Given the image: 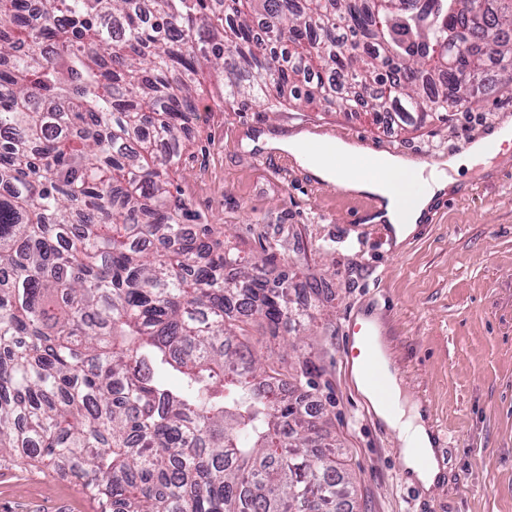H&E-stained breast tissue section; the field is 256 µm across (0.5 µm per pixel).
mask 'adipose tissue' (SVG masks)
<instances>
[{
    "label": "adipose tissue",
    "instance_id": "adipose-tissue-1",
    "mask_svg": "<svg viewBox=\"0 0 512 512\" xmlns=\"http://www.w3.org/2000/svg\"><path fill=\"white\" fill-rule=\"evenodd\" d=\"M260 140L268 148L288 153L317 181L333 184L355 196L371 198V222L384 224L394 244L399 245L426 220L433 201L451 184L452 172L463 167L473 168L502 152L504 147H512V126L491 129L463 153L429 168L398 155L369 154L340 139L333 140L327 153L310 148V138L305 134L288 137L266 133ZM373 349L384 358L395 401L394 408L378 405L374 411L399 438L404 448L403 467L409 481L431 487L441 470L435 462L434 436L425 413L421 405L410 400L403 390L397 368L383 355L381 341H374ZM425 458L430 459V466H422L421 461Z\"/></svg>",
    "mask_w": 512,
    "mask_h": 512
}]
</instances>
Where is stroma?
Returning a JSON list of instances; mask_svg holds the SVG:
<instances>
[{"instance_id": "1", "label": "stroma", "mask_w": 512, "mask_h": 512, "mask_svg": "<svg viewBox=\"0 0 512 512\" xmlns=\"http://www.w3.org/2000/svg\"><path fill=\"white\" fill-rule=\"evenodd\" d=\"M171 192L225 247L264 260L313 315L305 329L249 331L283 369L310 356L321 368L309 399L343 453L356 512H512V149L460 169L431 219L401 245L368 221L370 203L317 182L281 152L249 148L263 132L302 131L432 164L512 124V94L478 84L448 120L397 128L366 115L216 106L224 85L205 79ZM266 161H259V154ZM376 315L408 396L437 437L445 469L431 488L409 482L398 438L352 379L344 336ZM0 512H100L81 484L34 466L0 469Z\"/></svg>"}]
</instances>
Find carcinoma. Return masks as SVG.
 Returning <instances> with one entry per match:
<instances>
[{"label": "carcinoma", "instance_id": "carcinoma-1", "mask_svg": "<svg viewBox=\"0 0 512 512\" xmlns=\"http://www.w3.org/2000/svg\"><path fill=\"white\" fill-rule=\"evenodd\" d=\"M0 0V463L110 512H354L325 422L248 330L284 284L170 191L197 75L422 125L462 80L512 92V0Z\"/></svg>", "mask_w": 512, "mask_h": 512}]
</instances>
